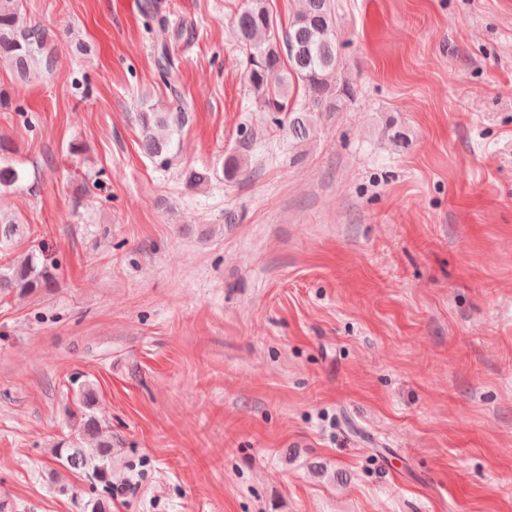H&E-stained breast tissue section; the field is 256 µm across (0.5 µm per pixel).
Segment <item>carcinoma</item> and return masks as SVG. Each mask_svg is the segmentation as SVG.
<instances>
[{
    "label": "carcinoma",
    "instance_id": "carcinoma-1",
    "mask_svg": "<svg viewBox=\"0 0 512 512\" xmlns=\"http://www.w3.org/2000/svg\"><path fill=\"white\" fill-rule=\"evenodd\" d=\"M236 38L246 51L247 78L256 103L277 115L275 124L288 130V137L303 142L317 130L326 108L341 112L354 98V89L343 77L344 60L336 32L331 0H302V7L288 29L279 27L267 0H246L236 17ZM49 34L38 24L23 25L16 0H0V62L8 64L24 80L51 63L47 50ZM156 68L162 83L178 94L177 71L166 46L157 51ZM143 149L164 165L173 148L168 113L151 106L138 115ZM11 142L0 136V191L13 186L19 172L3 164L11 154ZM55 284L51 267L27 257L0 268V295L25 296ZM96 394L80 388L77 402L83 409L85 441L56 448L54 461L72 472H92L98 489L91 492V512H110L112 505V435L92 412Z\"/></svg>",
    "mask_w": 512,
    "mask_h": 512
}]
</instances>
